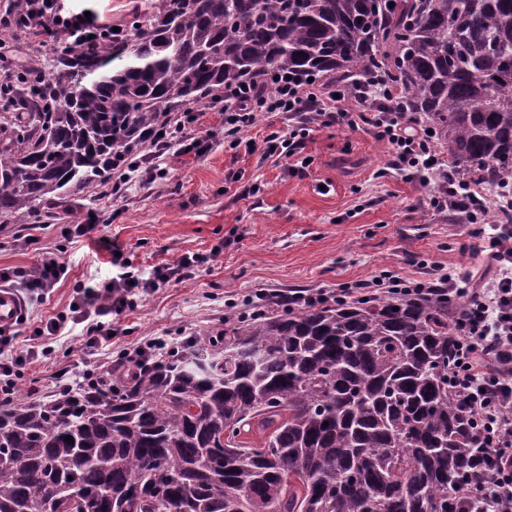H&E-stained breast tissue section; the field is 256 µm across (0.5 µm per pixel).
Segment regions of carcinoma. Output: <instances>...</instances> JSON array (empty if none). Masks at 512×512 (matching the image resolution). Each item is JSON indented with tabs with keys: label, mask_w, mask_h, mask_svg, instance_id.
I'll use <instances>...</instances> for the list:
<instances>
[{
	"label": "carcinoma",
	"mask_w": 512,
	"mask_h": 512,
	"mask_svg": "<svg viewBox=\"0 0 512 512\" xmlns=\"http://www.w3.org/2000/svg\"><path fill=\"white\" fill-rule=\"evenodd\" d=\"M268 72L391 84L446 157L437 191L450 171L512 184V0H156L96 51H61L53 111L0 113V218L112 179L162 118ZM466 304L274 301L45 399L14 391L0 512L41 492L44 512H131V492L138 512H475L474 422L448 389Z\"/></svg>",
	"instance_id": "carcinoma-1"
}]
</instances>
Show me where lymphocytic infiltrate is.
Returning <instances> with one entry per match:
<instances>
[{"instance_id": "lymphocytic-infiltrate-1", "label": "lymphocytic infiltrate", "mask_w": 512, "mask_h": 512, "mask_svg": "<svg viewBox=\"0 0 512 512\" xmlns=\"http://www.w3.org/2000/svg\"><path fill=\"white\" fill-rule=\"evenodd\" d=\"M14 32V43L0 45V102L14 103L20 95L40 100L53 108L55 99L48 91L42 71L28 65V58L40 54L47 43L86 50L94 38L108 37L111 27L97 26L84 13L65 12L60 0H30L21 24H13L11 12L0 14V28ZM267 77L255 78L246 86L226 87L213 107L224 114V132L231 142L252 126L261 112H287L297 123L288 136L271 135L263 153L291 157L302 148L311 124L324 126L370 125L378 140L392 147V167L411 179L421 173H435L436 153L427 128L408 125L406 113L397 111L386 90L376 99L358 98L357 110L348 108L347 94L337 93L335 85L317 81L279 77L274 91H266ZM488 256L496 267L494 278L473 289L468 304L458 310L453 328L457 333L456 364L452 386L476 421L475 446L486 459L484 480L475 494L484 503V512H512V229L504 228L490 237ZM200 255L184 256L158 268L154 278L143 279L131 270L124 257H112L118 273L104 290L84 288L82 297L71 307L70 316H58L45 325L55 334L67 321L87 323L89 341L103 342V317L132 307L133 296L156 288L159 283L179 280L203 264ZM460 280L440 275L423 281H409L399 274L382 270L371 279L357 282L354 289H316L289 296L293 308H304L340 301L352 290L366 296L380 294L424 297H450L460 293Z\"/></svg>"}]
</instances>
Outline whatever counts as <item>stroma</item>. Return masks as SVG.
<instances>
[{
	"label": "stroma",
	"mask_w": 512,
	"mask_h": 512,
	"mask_svg": "<svg viewBox=\"0 0 512 512\" xmlns=\"http://www.w3.org/2000/svg\"><path fill=\"white\" fill-rule=\"evenodd\" d=\"M154 0H65L88 9L98 24H118ZM189 137L202 150L173 147L154 164H142L115 196L91 187L69 207L44 203L27 223L0 218V271L57 256L67 272L44 298L20 294L27 318L0 359L25 356L16 380L23 394L43 399L56 389L58 371L79 381L97 362L116 359L155 336H196L223 330L227 315L262 307L273 291L336 290L390 269L411 280L444 273L477 287L494 267L479 248L497 219L456 222L432 208L434 180L404 179L391 169V149L364 123L312 125L301 155L288 159L249 151L270 134L294 126L286 112L261 113L241 132V146L224 139V115L212 106L196 109ZM164 168L156 177L154 167ZM87 225L85 235L75 225ZM119 247L142 277L185 255L207 261L191 276L136 295L133 308L112 319L111 344L89 346L85 325L34 338L35 328L68 312L80 286L98 289L117 270L110 250ZM218 258H211L212 250ZM50 356L28 359L32 347Z\"/></svg>",
	"instance_id": "1"
}]
</instances>
